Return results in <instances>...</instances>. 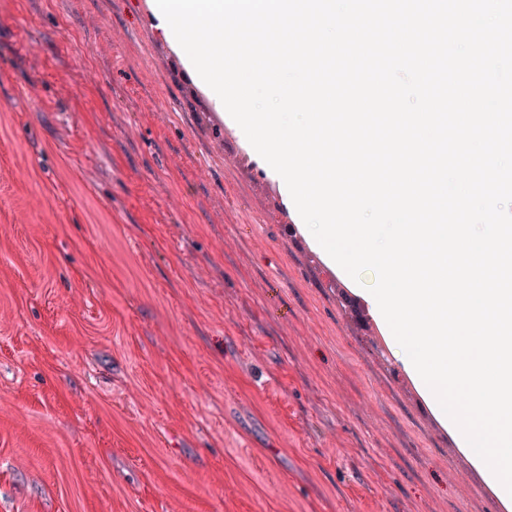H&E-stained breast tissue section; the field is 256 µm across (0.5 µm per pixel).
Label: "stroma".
I'll return each mask as SVG.
<instances>
[{
	"label": "stroma",
	"instance_id": "obj_1",
	"mask_svg": "<svg viewBox=\"0 0 512 512\" xmlns=\"http://www.w3.org/2000/svg\"><path fill=\"white\" fill-rule=\"evenodd\" d=\"M152 21L0 0V512H500Z\"/></svg>",
	"mask_w": 512,
	"mask_h": 512
}]
</instances>
